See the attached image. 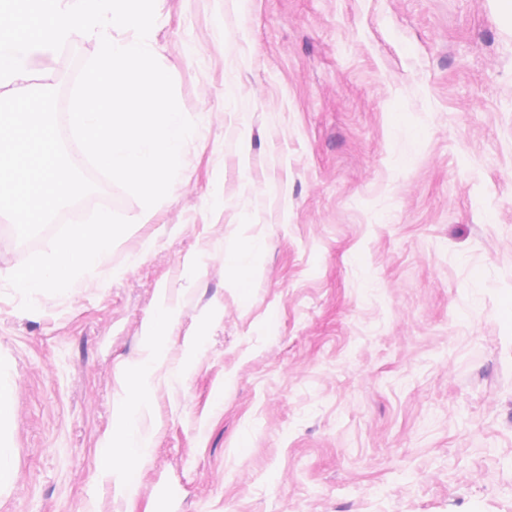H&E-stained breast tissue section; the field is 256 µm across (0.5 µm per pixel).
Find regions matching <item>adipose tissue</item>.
<instances>
[{
  "label": "adipose tissue",
  "instance_id": "adipose-tissue-1",
  "mask_svg": "<svg viewBox=\"0 0 512 512\" xmlns=\"http://www.w3.org/2000/svg\"><path fill=\"white\" fill-rule=\"evenodd\" d=\"M174 318L175 312L168 304L157 302L147 330L143 356L133 366L134 385L130 395L119 403V425L110 439L112 455L104 469L115 480H125L131 470L147 461L153 453L152 437L143 420L151 408L153 372L165 352L166 331Z\"/></svg>",
  "mask_w": 512,
  "mask_h": 512
}]
</instances>
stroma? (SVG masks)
<instances>
[{"mask_svg": "<svg viewBox=\"0 0 512 512\" xmlns=\"http://www.w3.org/2000/svg\"><path fill=\"white\" fill-rule=\"evenodd\" d=\"M155 11L177 101L206 116L176 189L143 218L113 186L139 223L33 313L5 276L41 243L0 216V512H512V0ZM92 50L44 60L59 108ZM161 297L154 451L124 485L115 403ZM264 250L265 243L261 238H249L237 248L230 279L232 284L241 285L252 276L256 259ZM14 381L0 372V427L6 423L12 414V401L14 395Z\"/></svg>", "mask_w": 512, "mask_h": 512, "instance_id": "1", "label": "stroma"}]
</instances>
